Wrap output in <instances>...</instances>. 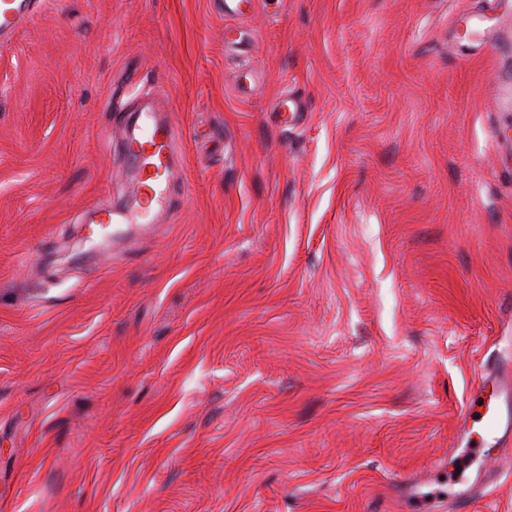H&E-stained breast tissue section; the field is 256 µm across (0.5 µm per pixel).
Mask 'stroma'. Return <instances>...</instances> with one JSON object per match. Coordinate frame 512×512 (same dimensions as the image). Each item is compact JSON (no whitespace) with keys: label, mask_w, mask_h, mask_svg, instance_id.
<instances>
[{"label":"stroma","mask_w":512,"mask_h":512,"mask_svg":"<svg viewBox=\"0 0 512 512\" xmlns=\"http://www.w3.org/2000/svg\"><path fill=\"white\" fill-rule=\"evenodd\" d=\"M492 4L41 0L0 45V512H512V438L457 435L512 360V19L454 30ZM139 127L136 146L127 152V159L135 171L140 193V205L135 211L138 223L153 222L167 201L176 167L174 151V126L162 117V110L154 104L147 105Z\"/></svg>","instance_id":"stroma-1"}]
</instances>
